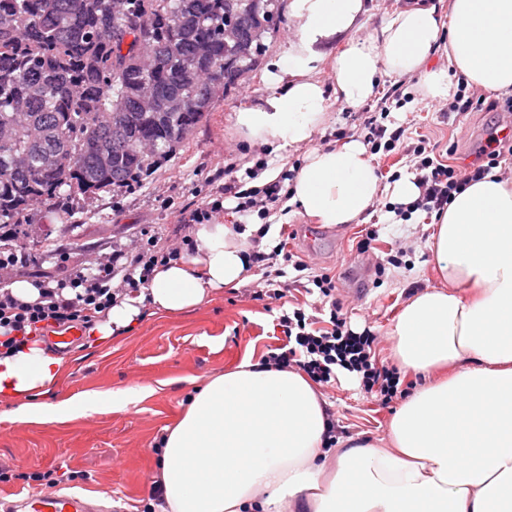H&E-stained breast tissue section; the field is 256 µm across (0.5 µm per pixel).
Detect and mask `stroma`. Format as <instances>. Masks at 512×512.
Returning <instances> with one entry per match:
<instances>
[{"instance_id": "obj_1", "label": "stroma", "mask_w": 512, "mask_h": 512, "mask_svg": "<svg viewBox=\"0 0 512 512\" xmlns=\"http://www.w3.org/2000/svg\"><path fill=\"white\" fill-rule=\"evenodd\" d=\"M292 29L287 8H280L257 68L236 89L216 98L186 146L142 184L95 196L75 193L54 204L32 207L25 224L14 229V243L27 256L26 266L15 271V278L40 274L64 278L98 251L127 244L142 233L164 239L192 234V225L183 223L180 214L190 202L202 205L223 198L221 220L239 223L236 199L221 197L219 184L209 180L226 160H235L242 170L260 160L278 175L296 173L306 148L274 151L248 142L234 127L235 112L258 103L265 94L267 65L287 48ZM418 85L414 76H385L376 99L366 106L330 102L332 120L316 135L314 146L335 147L349 139H363L367 112L377 107L379 97L400 91L402 106L390 113L386 124L403 128L404 137L392 152L373 157L380 182L387 185L392 176L415 172L410 148L417 140H426L434 154L457 165L490 133L512 121V114L501 111L441 112L439 103L421 96ZM452 144L457 147L453 154L448 151ZM431 219L422 210L406 221L394 218L390 196L384 193L355 224L326 227L293 211L271 216L269 243L284 244L316 270L334 276L337 291L362 289V300L344 299L343 311L352 328L367 327L377 333L376 361L386 365L390 362L388 330L402 305L415 290L440 284L428 246ZM371 229L377 233L372 250L358 253V241ZM401 247L407 251L401 267L387 265L388 256ZM378 263L384 264V274L375 273ZM286 343L277 312L267 311L241 287L216 292L200 307L179 315L145 313L119 339L81 342L65 354L66 367L55 399L87 391L116 393L132 386L150 387V395L123 409L40 424L13 421L9 407L0 405V463L15 474L14 479L0 482V496L37 491V483L24 481L23 473L52 470L61 475V487L91 496L106 493L121 512H142L157 474L154 446L164 427L184 409L189 394L246 354L261 359ZM320 394L337 436L371 441L384 436L393 405L365 393L354 379L341 377L336 387L321 388Z\"/></svg>"}]
</instances>
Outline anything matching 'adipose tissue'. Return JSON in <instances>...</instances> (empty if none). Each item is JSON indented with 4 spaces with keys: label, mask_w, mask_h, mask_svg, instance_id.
<instances>
[{
    "label": "adipose tissue",
    "mask_w": 512,
    "mask_h": 512,
    "mask_svg": "<svg viewBox=\"0 0 512 512\" xmlns=\"http://www.w3.org/2000/svg\"><path fill=\"white\" fill-rule=\"evenodd\" d=\"M295 25L264 78L268 93L235 114L251 142L307 147L288 204L325 226L357 223L381 192L366 145L314 146L327 101L367 103L382 77L419 76L431 101L452 99L457 78L512 95V0H429L388 17L374 34L355 26L365 0H288ZM332 57V86L316 72ZM447 61L432 63L436 49ZM257 224L198 225L186 257L155 268L147 288L113 306L100 341L134 328L144 307L178 314L252 278ZM440 286L414 293L394 318L390 358L427 376L390 418L385 440L325 449L330 415L298 369L243 358L212 376L163 434L162 512H512V182L497 171L455 194L428 241ZM64 370L30 335L0 355V404L20 423L92 414L149 395L134 386L105 398L49 401Z\"/></svg>",
    "instance_id": "1"
}]
</instances>
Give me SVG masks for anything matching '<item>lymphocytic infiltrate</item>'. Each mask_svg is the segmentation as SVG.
<instances>
[{
	"instance_id": "f902f5d3",
	"label": "lymphocytic infiltrate",
	"mask_w": 512,
	"mask_h": 512,
	"mask_svg": "<svg viewBox=\"0 0 512 512\" xmlns=\"http://www.w3.org/2000/svg\"><path fill=\"white\" fill-rule=\"evenodd\" d=\"M501 144L498 136H490L479 148L476 161L455 167L433 159L425 142H418L412 149L417 159L418 207L431 213L442 212L455 193L496 168ZM245 175V180L253 182L258 170L248 168ZM245 180L225 187L237 199L236 211L241 216L255 212L261 218H269L273 206L283 204L289 196L282 182L248 188ZM184 251L180 242L136 239L122 249L98 254L89 265L70 270L65 279L42 280L38 300L27 303L16 298L7 286L10 272L25 263V256L13 249L0 250V349H13L19 337L51 327L77 324L91 328L129 293L146 287L155 267L179 259ZM282 252L279 246L268 253L253 251L252 260L262 265L264 274L262 281L249 290L252 299L273 303L286 298L290 285L280 262ZM311 283L329 301L327 326H318L316 317L301 308L281 315L279 323L288 338V348L269 353L263 358V365L297 368L322 386L335 383L338 372L343 370L355 375L365 392L379 394L383 402H392L401 387L399 370L377 365L376 337L372 332L348 329L342 306L335 298L336 282L330 274L313 276Z\"/></svg>"
}]
</instances>
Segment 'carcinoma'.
<instances>
[{"instance_id":"1","label":"carcinoma","mask_w":512,"mask_h":512,"mask_svg":"<svg viewBox=\"0 0 512 512\" xmlns=\"http://www.w3.org/2000/svg\"><path fill=\"white\" fill-rule=\"evenodd\" d=\"M278 0H0V224L129 189L176 156L265 49L224 41ZM232 65L224 71V60Z\"/></svg>"}]
</instances>
